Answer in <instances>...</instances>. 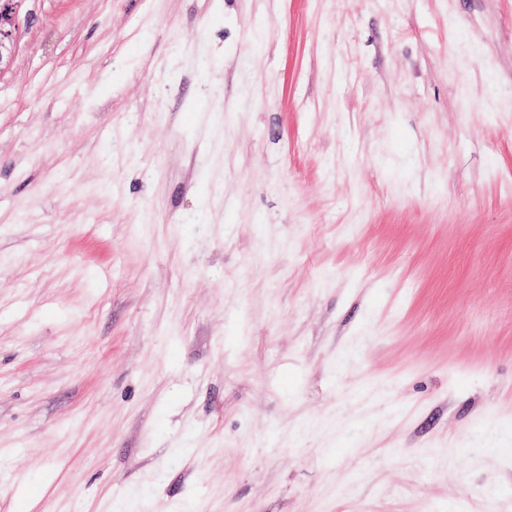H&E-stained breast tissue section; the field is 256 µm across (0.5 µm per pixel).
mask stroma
<instances>
[{
    "label": "stroma",
    "mask_w": 512,
    "mask_h": 512,
    "mask_svg": "<svg viewBox=\"0 0 512 512\" xmlns=\"http://www.w3.org/2000/svg\"><path fill=\"white\" fill-rule=\"evenodd\" d=\"M17 24L0 512H512V0Z\"/></svg>",
    "instance_id": "1"
}]
</instances>
